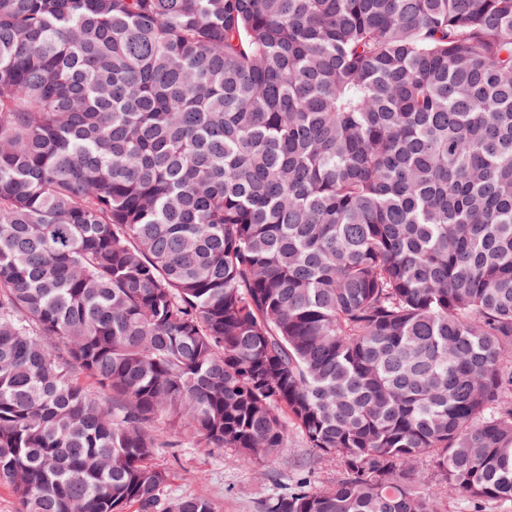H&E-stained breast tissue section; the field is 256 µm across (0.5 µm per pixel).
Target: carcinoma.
I'll list each match as a JSON object with an SVG mask.
<instances>
[{"label":"carcinoma","mask_w":512,"mask_h":512,"mask_svg":"<svg viewBox=\"0 0 512 512\" xmlns=\"http://www.w3.org/2000/svg\"><path fill=\"white\" fill-rule=\"evenodd\" d=\"M290 423L265 512L512 502V0H0V485Z\"/></svg>","instance_id":"obj_1"}]
</instances>
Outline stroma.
Returning a JSON list of instances; mask_svg holds the SVG:
<instances>
[{
	"label": "stroma",
	"instance_id": "stroma-1",
	"mask_svg": "<svg viewBox=\"0 0 512 512\" xmlns=\"http://www.w3.org/2000/svg\"><path fill=\"white\" fill-rule=\"evenodd\" d=\"M222 450L158 449L154 464L170 469L166 499L200 494L209 498L216 512H262L265 501L284 491L300 476L316 488L332 485L339 475L336 459L314 454L299 431H291L287 448L263 459L238 456L226 461Z\"/></svg>",
	"mask_w": 512,
	"mask_h": 512
}]
</instances>
